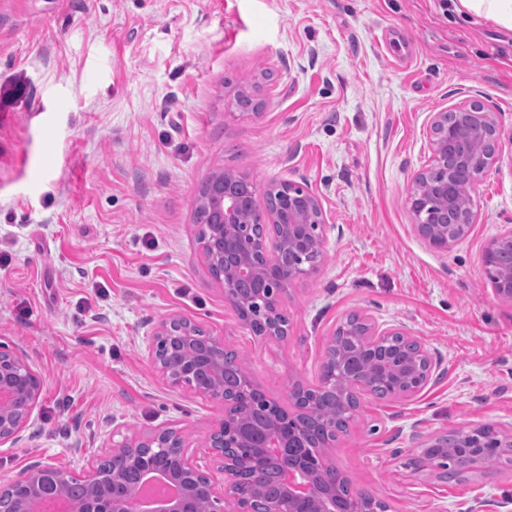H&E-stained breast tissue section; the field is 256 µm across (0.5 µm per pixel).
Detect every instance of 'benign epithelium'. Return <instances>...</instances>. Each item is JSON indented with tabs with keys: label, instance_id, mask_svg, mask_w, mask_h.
I'll return each instance as SVG.
<instances>
[{
	"label": "benign epithelium",
	"instance_id": "obj_1",
	"mask_svg": "<svg viewBox=\"0 0 512 512\" xmlns=\"http://www.w3.org/2000/svg\"><path fill=\"white\" fill-rule=\"evenodd\" d=\"M429 132L430 163L408 187L407 204L417 233L432 246L446 249L467 237L478 219L476 186L500 160L499 127L495 113L469 103L449 112L433 113ZM474 134L484 135L487 145L478 154L463 147ZM241 179L237 172L219 170L201 182L196 205L198 245L210 274L224 285V297L233 307L239 305L237 285L247 283L260 288L269 301L264 310V335L279 338L283 336L277 318L280 286L317 270L324 257V214L318 197L307 188L275 182L262 195L256 191L244 195L239 189ZM277 247L299 253L301 261L286 269L273 263V249ZM483 262L486 268L499 271L496 294L502 295L498 285L506 284L512 295V226L490 242ZM358 322L363 326L359 333L360 348L374 354L383 352L395 336L412 339L399 328L380 331L364 318ZM150 354L156 372L169 385L206 395L224 407V417L207 441L212 455L221 463L220 471L224 472L221 487H216L187 456L182 430L165 425L145 434L124 436L78 471L34 461L14 479L0 482V500L10 499L13 512H40L41 505L63 498L66 489L79 486L84 495L70 501L69 512H137L136 494H131L122 510L107 488L129 463L147 472L154 470L153 449L167 448L176 463V470L168 476L181 486L182 494L157 512H193L191 504L196 495L208 499L209 512H251L249 507L227 498V485L244 479L245 465L225 452L235 446V440L251 435V430L236 418L239 394L253 388L251 380L240 379L235 389L225 387L224 339L208 334L198 323L179 315H170L157 323ZM414 371L422 375V382L415 386L402 381L394 388L393 396H410L428 384L431 363L422 349L416 358L400 364L401 374L406 376ZM340 388L346 392H368L371 375L353 371L342 379ZM41 392V380L27 358L1 348L0 445L15 446L23 440ZM489 444L511 448L512 436L490 428L462 429L454 446L476 449L470 456V467L475 468L484 464L480 449ZM285 484L290 500L313 492L307 476L296 469L288 470ZM320 499L318 512H363L358 503L336 508V501L328 493L321 494Z\"/></svg>",
	"mask_w": 512,
	"mask_h": 512
}]
</instances>
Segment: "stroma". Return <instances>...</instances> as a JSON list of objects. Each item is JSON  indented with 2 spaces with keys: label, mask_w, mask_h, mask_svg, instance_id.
Instances as JSON below:
<instances>
[{
  "label": "stroma",
  "mask_w": 512,
  "mask_h": 512,
  "mask_svg": "<svg viewBox=\"0 0 512 512\" xmlns=\"http://www.w3.org/2000/svg\"><path fill=\"white\" fill-rule=\"evenodd\" d=\"M17 84L0 101V346L43 391L0 481L165 424L221 479L206 440L222 408L159 378L151 327L201 323L285 407L358 313L415 336L433 376L409 398L361 394L332 463L388 512H512L510 464L450 484L412 465L463 427L512 434V301L482 262L512 225V40L495 24L444 0H0V87ZM241 89L259 115H231ZM464 101L496 113L502 157L442 251L406 193L432 113ZM221 169L308 188L326 214L321 264L281 296L285 339L254 336L199 254L198 189Z\"/></svg>",
  "instance_id": "obj_1"
}]
</instances>
